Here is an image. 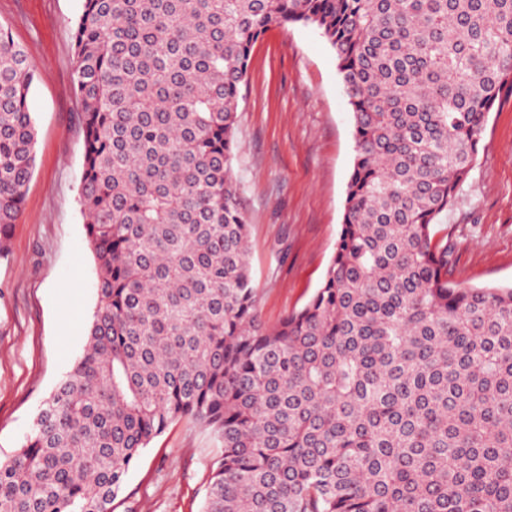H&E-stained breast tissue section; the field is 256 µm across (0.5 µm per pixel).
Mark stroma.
<instances>
[{
  "label": "stroma",
  "instance_id": "obj_1",
  "mask_svg": "<svg viewBox=\"0 0 512 512\" xmlns=\"http://www.w3.org/2000/svg\"><path fill=\"white\" fill-rule=\"evenodd\" d=\"M83 0H0V25L36 74L28 107L36 165L0 259V462L26 440L49 393L82 354L96 305V264L79 197L84 136L72 95L73 31ZM233 165L250 226L261 320L303 307L336 248L355 156L336 55L313 26L274 25L240 90ZM439 222L448 277L463 288L512 285V96L489 113L478 160ZM219 444L171 424L130 468L113 512H201Z\"/></svg>",
  "mask_w": 512,
  "mask_h": 512
}]
</instances>
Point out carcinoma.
I'll return each mask as SVG.
<instances>
[{
  "label": "carcinoma",
  "instance_id": "obj_1",
  "mask_svg": "<svg viewBox=\"0 0 512 512\" xmlns=\"http://www.w3.org/2000/svg\"><path fill=\"white\" fill-rule=\"evenodd\" d=\"M273 24L330 44L356 154L320 287L269 327L231 170ZM74 49L97 305L0 512H112L179 420L221 445L203 512H512V287L450 282L438 223L512 95V0H84ZM33 80L0 25L1 259Z\"/></svg>",
  "mask_w": 512,
  "mask_h": 512
}]
</instances>
